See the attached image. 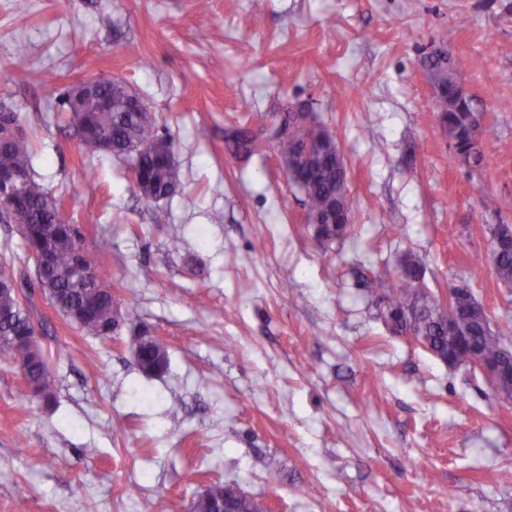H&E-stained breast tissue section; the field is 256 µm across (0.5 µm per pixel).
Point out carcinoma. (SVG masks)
<instances>
[{
	"mask_svg": "<svg viewBox=\"0 0 512 512\" xmlns=\"http://www.w3.org/2000/svg\"><path fill=\"white\" fill-rule=\"evenodd\" d=\"M430 79L441 89L436 97L443 129L454 154L470 168L480 166V139L486 130L479 128L477 109L471 94L459 83L458 69L464 60L449 57L426 58ZM100 95L112 99V108L100 109L87 104L79 113H67L79 147L86 154L107 153L125 157L137 167L136 187L147 202L171 197L183 183L180 167L173 160L171 142L156 135L154 124L146 121L136 106L126 98L125 89L109 79L99 83ZM306 139L313 142L305 157L296 154L297 145ZM275 147L289 180L304 196L308 218L321 241L330 243L349 232L351 204L343 192L344 159L336 157V142L318 122L314 112L305 109L282 113L270 126L254 132L242 125L234 129L229 146L251 157L262 154L267 146ZM33 148L25 132L0 146V183L16 188L13 199H0V221L14 205H19L27 231L21 234L32 256L44 254L50 262L38 280L45 297L54 302L68 321L88 336L107 339L112 336L114 314L121 309L118 296L111 293L104 274L96 279L78 277L77 266L92 264L85 249V237L74 218L55 194L35 176L32 168ZM493 236L499 246L491 255L499 280L512 284V225L496 224ZM422 270L420 259L404 254L396 268L387 262L361 279L366 293L375 301L380 314L389 309L402 316L401 328L425 339L424 348L443 362L462 361L463 354L451 348L450 336L475 337L483 356L498 360L502 344L512 338V317L506 316L496 326L483 323L484 314L467 295H460L454 305L455 316L447 319L409 274ZM32 334V323L22 305V296L13 291L0 293V353H8L27 369L29 385L44 399L53 400V385L48 368V353L25 355L24 339ZM141 369L146 374L168 370L167 351L143 349ZM212 488L229 495L235 512H259V501L247 494H236L233 484H214Z\"/></svg>",
	"mask_w": 512,
	"mask_h": 512,
	"instance_id": "1",
	"label": "carcinoma"
}]
</instances>
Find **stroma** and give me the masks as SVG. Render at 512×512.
Masks as SVG:
<instances>
[{"mask_svg": "<svg viewBox=\"0 0 512 512\" xmlns=\"http://www.w3.org/2000/svg\"><path fill=\"white\" fill-rule=\"evenodd\" d=\"M30 64H14L17 43ZM447 45L483 119V163L455 159L421 64ZM119 80L158 115L184 184L145 202L127 161L83 154L67 87ZM29 131L35 175L83 224L121 301L110 339L42 296L0 223L50 352L54 401L0 354V512H186L236 484L277 512H512V402L479 370L393 333L360 275L408 252L432 292L470 288L512 316L488 229L512 224V0H0V102ZM304 102L347 168L350 234L316 240L275 150L228 149L229 125ZM169 357L139 369L134 332ZM54 458L37 469L33 458Z\"/></svg>", "mask_w": 512, "mask_h": 512, "instance_id": "stroma-1", "label": "stroma"}]
</instances>
